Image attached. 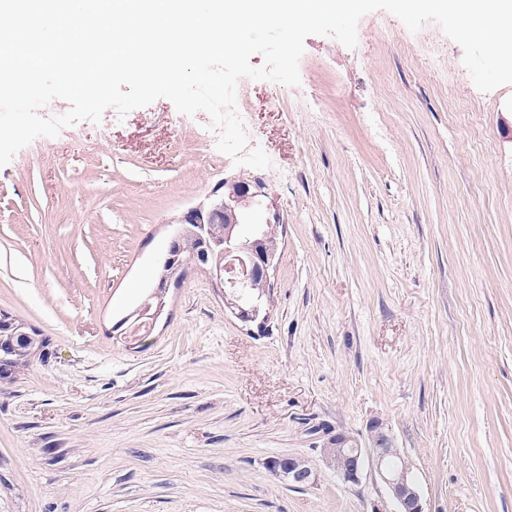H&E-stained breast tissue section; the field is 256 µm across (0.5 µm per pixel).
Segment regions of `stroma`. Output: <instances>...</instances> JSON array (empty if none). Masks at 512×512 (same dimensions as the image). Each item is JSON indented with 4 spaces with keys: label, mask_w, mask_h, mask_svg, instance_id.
I'll return each mask as SVG.
<instances>
[{
    "label": "stroma",
    "mask_w": 512,
    "mask_h": 512,
    "mask_svg": "<svg viewBox=\"0 0 512 512\" xmlns=\"http://www.w3.org/2000/svg\"><path fill=\"white\" fill-rule=\"evenodd\" d=\"M437 23L378 10L312 35L300 84L241 80L281 215L264 331L188 267L153 287L181 214L252 168L166 99L107 109L0 168V311L44 354L0 379V512H394L325 437L381 421L425 512H512V85L484 93ZM301 456L293 486L270 459Z\"/></svg>",
    "instance_id": "1"
}]
</instances>
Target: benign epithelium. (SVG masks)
<instances>
[{"label": "benign epithelium", "instance_id": "obj_1", "mask_svg": "<svg viewBox=\"0 0 512 512\" xmlns=\"http://www.w3.org/2000/svg\"><path fill=\"white\" fill-rule=\"evenodd\" d=\"M256 200L264 206L265 223H280L279 211L269 195L263 177L255 175L246 182L226 180L211 191L209 197L183 212L178 223L195 225V235L201 239L210 232L211 224L238 223L239 209L244 199ZM262 240L256 239L249 246L240 243L227 234L217 243L219 262L211 268H205L212 284L224 289V306L243 323L264 324L268 319V309L262 301H250L244 298L243 289L251 285L254 279L262 277L271 283V276L276 267L275 256L261 246ZM29 337L23 325H13L12 333L0 337V370L11 362V355L20 352L17 342ZM372 433H380L383 440L371 445H363L351 436L338 432L326 439V446L347 449L341 457L329 453L322 454L323 464L331 469L336 478L348 487L359 486L367 471L378 475L388 489L396 504V512H424L417 486L408 482L403 473L395 469V461L408 468V462L397 448L393 437L384 430L383 423L375 421ZM298 457H276L269 460L272 470L279 473L293 485L313 484L317 479V470L307 467L298 468Z\"/></svg>", "mask_w": 512, "mask_h": 512}]
</instances>
